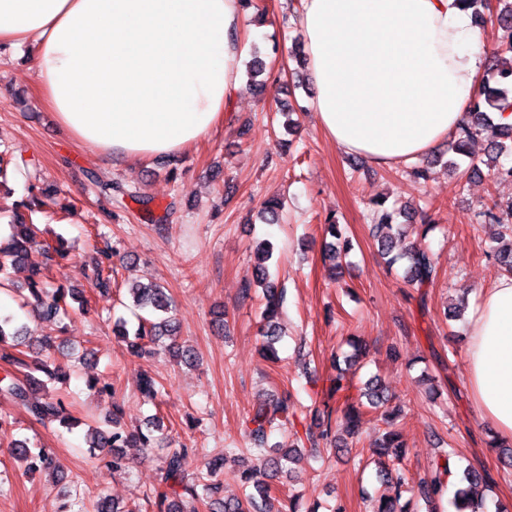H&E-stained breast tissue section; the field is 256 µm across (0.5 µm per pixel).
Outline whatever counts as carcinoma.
<instances>
[{
	"instance_id": "obj_1",
	"label": "carcinoma",
	"mask_w": 512,
	"mask_h": 512,
	"mask_svg": "<svg viewBox=\"0 0 512 512\" xmlns=\"http://www.w3.org/2000/svg\"><path fill=\"white\" fill-rule=\"evenodd\" d=\"M464 7L472 10L476 21L483 25L488 18L495 19L499 27L509 32V40L501 44L495 51V58L507 59V65L495 66L489 69L483 81L484 98H476L470 103L469 120L453 136L451 147L457 154L468 152L471 141L481 132H491L486 160L482 161L489 175L496 180L512 181V164L503 162L502 157L512 154V125L499 126L490 122V115L484 108L495 112H512V0H497L496 10H491L489 0H461ZM249 82L246 89L256 93L262 92L271 78L264 60L254 58L248 65ZM395 211L384 208V202L375 203L373 215L377 229V241L381 254L393 264L400 258L407 259L404 278L406 282L417 288L428 287L438 279L440 266L437 255L431 250L409 249L402 255H391L394 242V230L400 225L393 224ZM478 217L500 227L499 238H509V250L498 255L499 262L504 265V271L512 273V202L506 206L493 204L478 213ZM11 233L7 242L0 241V286L8 291H14L24 301L30 303L37 317L44 322H57L67 313V297H78L81 303H86L83 295L68 291L62 287L49 289L47 281V264L59 262L69 257L67 241L56 236L55 240L46 244L44 249L45 263L30 261L29 245L35 238L34 223L19 219L18 223L10 225ZM327 233L334 241L325 245L323 257L326 260L347 258L353 249L352 241L344 235V230L336 221L327 224ZM274 245L268 240L259 243L257 247L258 264L254 266L251 276L244 279L242 293H250L252 282L264 285L266 300L264 319L265 328L262 334V352L275 358L276 344L279 341L277 318L284 303L283 292L267 281L264 263L272 258ZM21 265L28 266V279L25 286L13 288L9 278V270ZM112 271V247L107 245L99 250V258L92 268V282L100 289L110 286ZM133 305L141 310L136 315L139 321L134 339H129L126 321L122 318L114 322L117 334L127 344L128 350L137 356L150 352L155 344L163 337L172 336L177 330L173 318L168 316L172 311V301L165 288L158 284L139 285L129 290ZM25 325H14L8 318H0V361L23 366L27 369L22 378L11 377L0 380V396L21 404L31 420L40 424L59 422L60 426L71 429L75 421L66 413L65 401L61 396L50 395L39 398L36 392L48 389V382H63L69 374L61 365L49 369L46 358L59 348L56 340L50 336H42L37 340L41 357L29 362L20 357V347L31 346L34 340ZM42 372L47 376L43 380L35 373ZM140 391L147 398L154 400L161 394V385L152 373L143 369L140 371ZM351 385L344 382L343 373H338L331 380L328 398H336V406L323 402V408L312 409L311 423L305 428L304 440L311 449L324 447L340 451V447L348 445L346 439L332 432V425L345 428L348 435L359 432L361 423L360 408L362 399H367L370 406L381 407L387 403L384 390L378 380H369L358 397L350 395ZM288 414V402L279 399H266L247 414L245 419V434L248 441L263 451L267 445L269 433L279 417ZM399 411L393 410L385 415L389 430L382 434L381 441L374 444V453L380 456H391L399 461L403 457V444L399 434L394 430L395 420ZM90 447L104 450L112 449L111 455H103L104 466L116 472L127 465L126 449H145L153 445L151 436L138 432L126 431L121 426L120 408H112V430L102 432L91 430L87 433ZM12 454L26 464L31 471L56 469L53 454L44 448H31L25 440L13 439L9 443ZM267 464L270 465V479L276 480L285 472L287 464L301 455V449L271 448ZM188 454L186 448H172L165 457L161 476L165 490L157 492L156 506L159 512H184V498L189 497L200 502L208 512H302L298 500L294 496L286 499H273L272 487L265 482H252V474L246 470L240 472V480L244 491L241 496L222 499L215 496L218 490L217 478L224 472L228 456L215 455L206 462V472L192 476L186 472L185 461ZM379 478L388 485V491L374 500L372 512H415L416 500H423L431 510H436V501L442 499L448 490V480L453 476L450 463V453L445 452L432 464L430 474L421 479L417 488L413 489L404 483L401 476L393 473V469L384 466L378 472ZM492 474L484 468L473 466L463 470L456 479L454 490V505L457 512H481L482 502L474 496V487L482 484L486 487L494 485Z\"/></svg>"
}]
</instances>
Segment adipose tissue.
<instances>
[{
	"label": "adipose tissue",
	"mask_w": 512,
	"mask_h": 512,
	"mask_svg": "<svg viewBox=\"0 0 512 512\" xmlns=\"http://www.w3.org/2000/svg\"><path fill=\"white\" fill-rule=\"evenodd\" d=\"M240 0H0V43H35L31 69L58 123L103 160L170 156L224 120L246 81ZM297 25L321 131L387 167L466 122L484 48L459 0H300ZM466 382L512 438V274L468 322Z\"/></svg>",
	"instance_id": "adipose-tissue-1"
}]
</instances>
